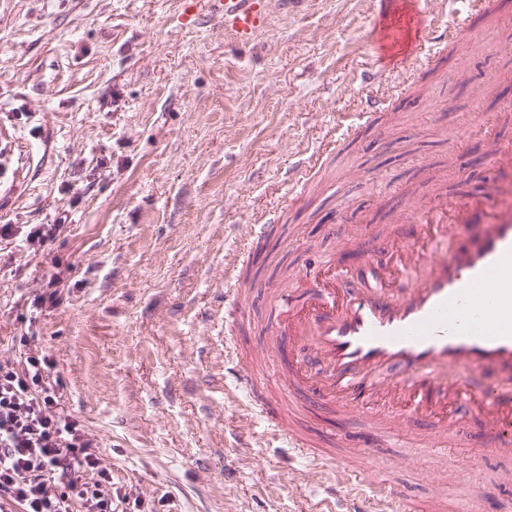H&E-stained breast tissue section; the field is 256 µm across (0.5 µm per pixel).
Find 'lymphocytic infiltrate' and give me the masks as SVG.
Here are the masks:
<instances>
[{
  "instance_id": "lymphocytic-infiltrate-1",
  "label": "lymphocytic infiltrate",
  "mask_w": 512,
  "mask_h": 512,
  "mask_svg": "<svg viewBox=\"0 0 512 512\" xmlns=\"http://www.w3.org/2000/svg\"><path fill=\"white\" fill-rule=\"evenodd\" d=\"M46 357L0 363V502L14 512H115L96 439L58 405Z\"/></svg>"
}]
</instances>
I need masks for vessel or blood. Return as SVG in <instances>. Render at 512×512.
Returning <instances> with one entry per match:
<instances>
[{
    "label": "vessel or blood",
    "mask_w": 512,
    "mask_h": 512,
    "mask_svg": "<svg viewBox=\"0 0 512 512\" xmlns=\"http://www.w3.org/2000/svg\"><path fill=\"white\" fill-rule=\"evenodd\" d=\"M182 19L219 17L234 40L250 44L270 20V0H182ZM418 35L400 67L431 58L442 40L431 0H413ZM358 127L342 121L316 151H336ZM496 167L512 169V148L493 137L475 143ZM312 172L300 162L288 172L285 202L305 190ZM281 207L263 212L246 243L255 251L279 223ZM401 235L386 233L362 249L359 268L326 257L302 269L289 290L270 297L271 341L283 362L272 376L280 394L304 410L358 413L364 438L342 432L329 447L288 420L276 436L317 461L328 498L350 501L348 512H482L484 496L456 487L454 501L435 495L416 505L391 481H374L380 450L401 418L425 422L419 447L446 454L479 417L497 453L512 456V181H494L478 195L436 200L410 209ZM498 375L495 383L466 382L465 372Z\"/></svg>",
    "instance_id": "1"
}]
</instances>
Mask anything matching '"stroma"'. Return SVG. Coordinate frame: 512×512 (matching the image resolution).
I'll return each instance as SVG.
<instances>
[{"mask_svg":"<svg viewBox=\"0 0 512 512\" xmlns=\"http://www.w3.org/2000/svg\"><path fill=\"white\" fill-rule=\"evenodd\" d=\"M410 0H306L272 8L250 46L210 18L182 25L180 0H0V363L54 359L60 405L101 445L121 512H309L313 459L271 440L283 405L259 389L224 404L238 373L224 340L276 358L269 289L372 238L441 192H481L495 172L452 145L474 111L512 144V0H495L478 44L450 39L443 63L389 75L395 19ZM387 98L376 122L317 167L311 193L245 267L243 316L224 311V261L281 197L288 169L340 114ZM45 224L55 241L26 240ZM59 303H38L50 270ZM401 425L381 453L397 492L420 500L491 481L512 458L479 420L446 457ZM482 449L483 466L467 460Z\"/></svg>","mask_w":512,"mask_h":512,"instance_id":"1","label":"stroma"}]
</instances>
